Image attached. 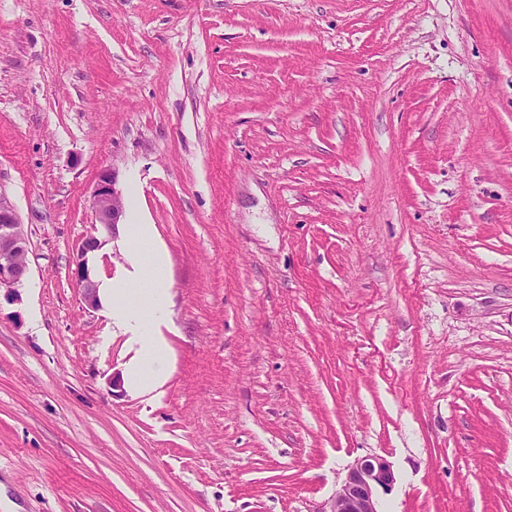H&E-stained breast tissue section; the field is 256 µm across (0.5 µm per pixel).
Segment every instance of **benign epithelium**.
Returning <instances> with one entry per match:
<instances>
[{
    "label": "benign epithelium",
    "mask_w": 512,
    "mask_h": 512,
    "mask_svg": "<svg viewBox=\"0 0 512 512\" xmlns=\"http://www.w3.org/2000/svg\"><path fill=\"white\" fill-rule=\"evenodd\" d=\"M90 207L95 216L93 233L82 241L74 279L81 301L88 308L98 306V284L88 265V254L104 244L102 235L115 233L124 215L121 192L110 173L100 175ZM28 241L12 204L0 194V289L12 291L28 273ZM396 477L392 465L381 455L357 459L324 512H379L380 494L392 491Z\"/></svg>",
    "instance_id": "7a95c632"
}]
</instances>
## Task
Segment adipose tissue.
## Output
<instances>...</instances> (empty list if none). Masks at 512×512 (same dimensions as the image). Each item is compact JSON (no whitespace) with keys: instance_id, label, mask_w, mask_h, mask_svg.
<instances>
[{"instance_id":"1","label":"adipose tissue","mask_w":512,"mask_h":512,"mask_svg":"<svg viewBox=\"0 0 512 512\" xmlns=\"http://www.w3.org/2000/svg\"><path fill=\"white\" fill-rule=\"evenodd\" d=\"M122 233L131 251L134 279L128 282L109 276L102 278L101 291L116 298L108 317L129 333L143 356L162 360L168 356L167 344L150 326L160 319L168 298L167 255L158 245L151 225L128 224Z\"/></svg>"}]
</instances>
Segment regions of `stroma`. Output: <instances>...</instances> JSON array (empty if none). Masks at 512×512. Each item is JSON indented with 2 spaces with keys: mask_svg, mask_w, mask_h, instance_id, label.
I'll list each match as a JSON object with an SVG mask.
<instances>
[{
  "mask_svg": "<svg viewBox=\"0 0 512 512\" xmlns=\"http://www.w3.org/2000/svg\"><path fill=\"white\" fill-rule=\"evenodd\" d=\"M115 174L169 261L158 396L73 272ZM0 501L512 512V0H0ZM28 241L12 204L0 194V290H15L28 273ZM141 364H135L127 372L125 377L126 386L137 392L155 390L162 385L161 379L154 374H147L141 369ZM396 477L392 465L381 455L357 459L348 469L340 488L321 512H379V496L392 491Z\"/></svg>",
  "mask_w": 512,
  "mask_h": 512,
  "instance_id": "stroma-1",
  "label": "stroma"
}]
</instances>
